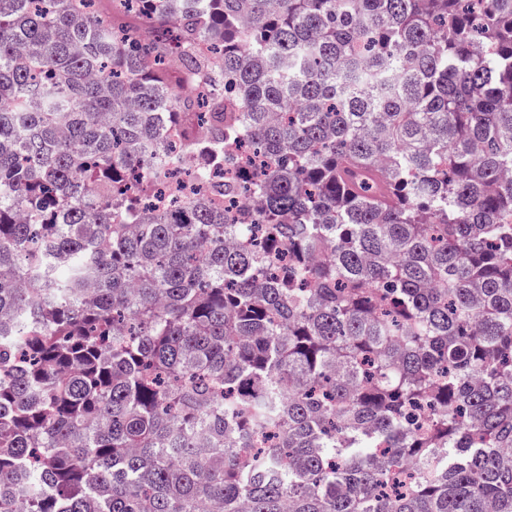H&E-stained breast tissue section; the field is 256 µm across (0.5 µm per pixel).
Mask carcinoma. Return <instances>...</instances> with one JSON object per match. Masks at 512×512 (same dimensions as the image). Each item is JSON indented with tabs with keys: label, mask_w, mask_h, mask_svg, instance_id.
I'll return each mask as SVG.
<instances>
[{
	"label": "carcinoma",
	"mask_w": 512,
	"mask_h": 512,
	"mask_svg": "<svg viewBox=\"0 0 512 512\" xmlns=\"http://www.w3.org/2000/svg\"><path fill=\"white\" fill-rule=\"evenodd\" d=\"M125 2L0 0V512H512V0ZM118 8L126 12L128 5H124L123 2L117 5ZM95 10L103 15L112 18V23L116 27H135L139 25L141 19L132 13H113L112 14V1L111 0H97L94 4ZM200 169L206 170L207 177L200 176ZM182 171L185 174L176 173L173 183H178L180 196L185 199L210 197L212 183L224 180L228 174L227 169L224 174V163L216 162V156L204 150L196 153Z\"/></svg>",
	"instance_id": "obj_1"
}]
</instances>
